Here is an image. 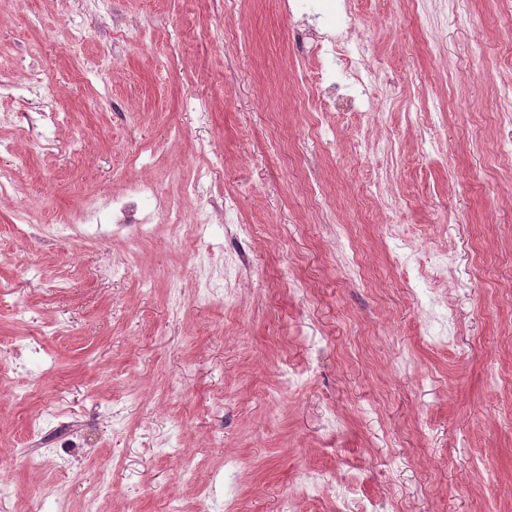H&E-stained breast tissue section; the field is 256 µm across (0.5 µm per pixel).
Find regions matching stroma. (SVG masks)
Masks as SVG:
<instances>
[{
  "instance_id": "stroma-1",
  "label": "stroma",
  "mask_w": 512,
  "mask_h": 512,
  "mask_svg": "<svg viewBox=\"0 0 512 512\" xmlns=\"http://www.w3.org/2000/svg\"><path fill=\"white\" fill-rule=\"evenodd\" d=\"M76 3L0 0V60L36 62L59 114L35 139V98L0 101V169L15 174L0 197V347L15 350L0 383V483L13 487L0 512H84L104 463L115 491L99 512H167L173 499L221 512L229 457L244 462L239 512H280L321 470L388 512H512V125L497 112L512 0H465L431 45L414 0H353L380 76L374 116L299 109L310 89L296 69L315 64L294 52V23L336 27L342 0H112L73 56ZM116 14L146 41L115 43ZM206 147L224 158L217 182L246 238L215 223L178 245L162 225L133 253L125 235H85L89 202L165 170L176 194ZM22 216L39 233L17 236ZM402 234L454 257L446 347L389 261ZM195 249L211 252L203 308ZM239 250L246 265L225 278ZM289 364L304 384L284 394ZM48 406L77 425L74 471L15 461L36 449L30 423ZM167 438L194 456L197 486L140 446Z\"/></svg>"
}]
</instances>
